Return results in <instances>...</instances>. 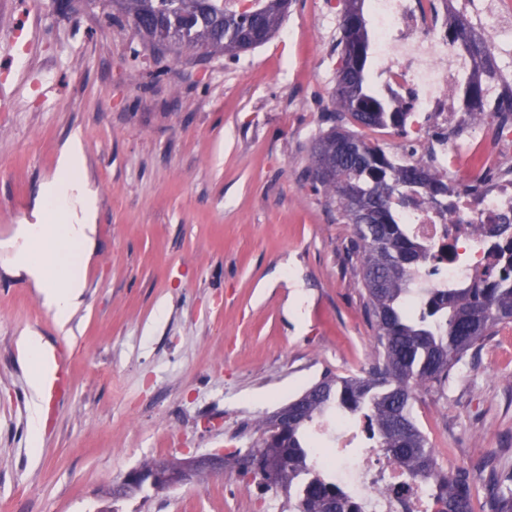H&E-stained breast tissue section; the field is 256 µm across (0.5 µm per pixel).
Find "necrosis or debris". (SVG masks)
I'll list each match as a JSON object with an SVG mask.
<instances>
[{"mask_svg":"<svg viewBox=\"0 0 512 512\" xmlns=\"http://www.w3.org/2000/svg\"><path fill=\"white\" fill-rule=\"evenodd\" d=\"M373 17L375 80L384 98L406 114L399 157L448 180V196L420 194L400 207L399 217L432 258L419 276L428 288H450L491 271L501 248L512 242V186L485 187L482 167L469 163L484 153L490 165L512 160V127L493 114L472 123L458 93L465 55L448 41L441 18L448 0H369ZM459 128L449 139V127ZM482 232H474V225ZM505 232H498V225ZM359 418L339 412L315 422L317 439L331 454L313 449L327 483L345 492L360 512H435L430 487L412 486L408 474L359 436Z\"/></svg>","mask_w":512,"mask_h":512,"instance_id":"4bbe7bcc","label":"necrosis or debris"}]
</instances>
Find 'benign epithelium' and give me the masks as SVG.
Listing matches in <instances>:
<instances>
[{
  "label": "benign epithelium",
  "instance_id": "benign-epithelium-1",
  "mask_svg": "<svg viewBox=\"0 0 512 512\" xmlns=\"http://www.w3.org/2000/svg\"><path fill=\"white\" fill-rule=\"evenodd\" d=\"M224 469V456L202 455L183 462L160 461L149 470L129 471L120 481L116 492L125 494L148 485L155 490L174 487L192 482L203 470L221 471Z\"/></svg>",
  "mask_w": 512,
  "mask_h": 512
}]
</instances>
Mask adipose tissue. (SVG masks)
I'll return each mask as SVG.
<instances>
[{
    "instance_id": "1",
    "label": "adipose tissue",
    "mask_w": 512,
    "mask_h": 512,
    "mask_svg": "<svg viewBox=\"0 0 512 512\" xmlns=\"http://www.w3.org/2000/svg\"><path fill=\"white\" fill-rule=\"evenodd\" d=\"M85 158L78 143L62 153L54 178L40 195L45 223L23 224L12 243L13 271L31 280L58 325H66L81 303L82 267L95 245L96 199L85 183ZM52 246L51 261L34 257L39 243Z\"/></svg>"
}]
</instances>
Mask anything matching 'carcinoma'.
<instances>
[{"mask_svg": "<svg viewBox=\"0 0 512 512\" xmlns=\"http://www.w3.org/2000/svg\"><path fill=\"white\" fill-rule=\"evenodd\" d=\"M239 13L224 11V0H112L118 11L136 22L135 30L153 49L175 54L204 47L209 54L254 49L273 37L288 14L291 0H251ZM367 0H349L339 20V64L333 88L332 123L312 142L308 175L327 194L330 205L353 225L348 255L361 277L363 307L374 331L377 355L361 375L325 376L309 388L311 399L291 400L262 428L261 464L239 462L242 476L253 475L266 486L295 494L297 512H348L346 494L330 485L313 466L316 447L312 425L318 418L343 411L367 417L384 455L415 482L432 485L437 512H471L469 476L443 470L435 450L413 415L416 389L441 391L456 366L512 322V253L478 282L457 288H420L415 274L428 263V248L400 223L396 207L418 188L448 191V183L402 164L397 155L367 142L346 127H400L394 110L375 85L373 37L367 27ZM449 39L469 56L473 71L460 89L469 111L495 112L512 122V81L498 73L491 50L469 21L454 18ZM500 92L486 98V80ZM344 141L356 152L336 157ZM376 214L362 224L355 209ZM490 512H512V471L490 474Z\"/></svg>", "mask_w": 512, "mask_h": 512, "instance_id": "1", "label": "carcinoma"}]
</instances>
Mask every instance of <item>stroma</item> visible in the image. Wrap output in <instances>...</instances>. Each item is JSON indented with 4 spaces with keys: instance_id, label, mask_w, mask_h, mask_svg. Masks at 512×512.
<instances>
[{
    "instance_id": "1",
    "label": "stroma",
    "mask_w": 512,
    "mask_h": 512,
    "mask_svg": "<svg viewBox=\"0 0 512 512\" xmlns=\"http://www.w3.org/2000/svg\"><path fill=\"white\" fill-rule=\"evenodd\" d=\"M112 10L0 0V512H260L277 492L234 464L258 421L376 352L352 229L307 174L338 19L324 0H293L264 45L177 58L143 46L130 19L108 22ZM75 136L97 235L61 327L2 244L35 222ZM30 330L70 357L36 449L19 345ZM413 414L443 468L469 474L473 512H488L491 471L512 470V323L442 392L417 391ZM216 452L223 472L112 493L130 470Z\"/></svg>"
}]
</instances>
